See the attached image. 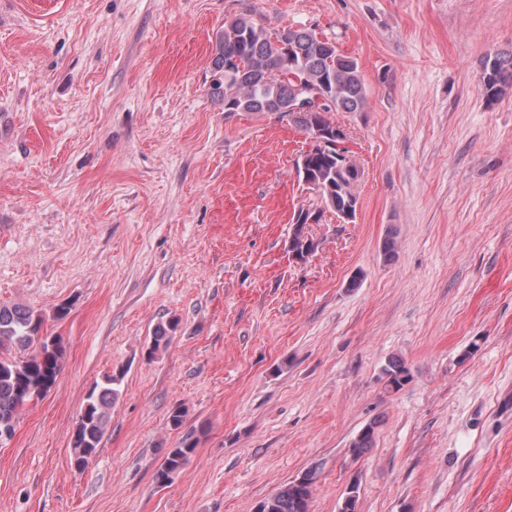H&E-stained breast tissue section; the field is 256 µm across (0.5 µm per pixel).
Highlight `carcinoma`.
<instances>
[{"instance_id":"obj_1","label":"carcinoma","mask_w":512,"mask_h":512,"mask_svg":"<svg viewBox=\"0 0 512 512\" xmlns=\"http://www.w3.org/2000/svg\"><path fill=\"white\" fill-rule=\"evenodd\" d=\"M241 11L224 21L216 40L213 68L222 80L210 97L224 105L226 112H278L304 132L319 125L330 131L336 124L331 112H361L368 93L357 59L340 52L327 38L312 29L283 27L268 29L257 22L254 0H239ZM483 89L498 97L512 89V52H497L483 64ZM290 73L315 86L324 97L319 112H292L289 107L296 84L281 75ZM298 178L316 185L325 206L341 218L356 217L358 198L353 191L359 178L356 166L347 161L346 149L312 145L297 161ZM289 249L301 259L317 251L306 238L295 235ZM45 317L18 305L0 304V428L15 430L19 415L29 402L45 396L55 385L65 347L61 337L43 333ZM172 324L154 329L148 348L152 358L166 348ZM387 386L398 388L409 377L405 363L392 359L383 369ZM124 374H107L104 384L86 397L72 437L75 467L82 469L97 452L109 419V410L119 395ZM374 426L364 427L350 443V452L360 457L372 447ZM198 445L189 432L179 445L168 450L155 480L164 485L188 464ZM316 471L308 470L262 500V512H310ZM359 482L353 480L339 512H357Z\"/></svg>"}]
</instances>
